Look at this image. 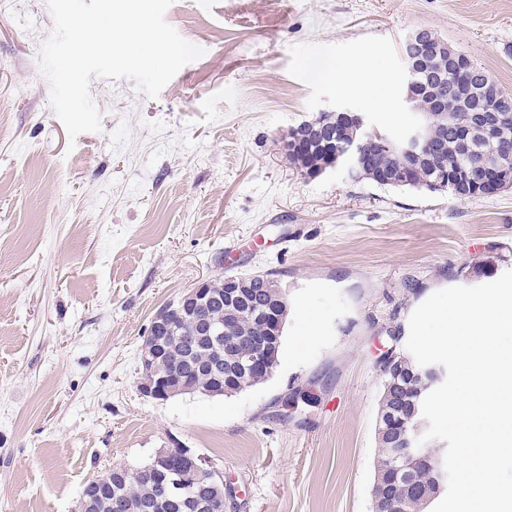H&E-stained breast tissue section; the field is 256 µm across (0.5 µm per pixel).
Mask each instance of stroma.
<instances>
[{"label":"stroma","instance_id":"1","mask_svg":"<svg viewBox=\"0 0 512 512\" xmlns=\"http://www.w3.org/2000/svg\"><path fill=\"white\" fill-rule=\"evenodd\" d=\"M205 50L158 97L93 79L69 139L38 58L46 0H0V512H74L116 464L182 446L224 472V512H372L380 359L435 291L512 270V188L460 200L309 178L281 137L339 103L396 137L407 34L426 28L512 93V0H174ZM329 57L387 77L385 104L316 82ZM274 273L278 364L233 396H143L154 314L198 282ZM296 390L313 400L283 417Z\"/></svg>","mask_w":512,"mask_h":512}]
</instances>
